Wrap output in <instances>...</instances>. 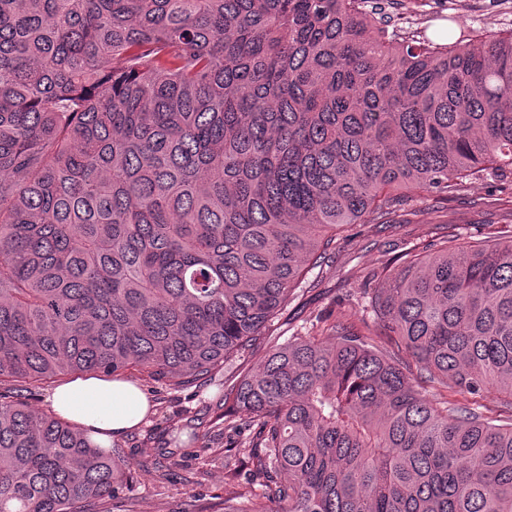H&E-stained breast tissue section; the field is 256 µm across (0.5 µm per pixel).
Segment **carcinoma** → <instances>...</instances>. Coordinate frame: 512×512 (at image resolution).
Segmentation results:
<instances>
[{"mask_svg": "<svg viewBox=\"0 0 512 512\" xmlns=\"http://www.w3.org/2000/svg\"><path fill=\"white\" fill-rule=\"evenodd\" d=\"M369 2L0 0V512H92L134 480L31 385L205 386L330 231L512 175V31L401 40ZM397 260L363 294L415 367L319 316L224 388V501L512 512V239ZM493 391L508 416L477 407Z\"/></svg>", "mask_w": 512, "mask_h": 512, "instance_id": "1", "label": "carcinoma"}]
</instances>
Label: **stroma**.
<instances>
[{
	"label": "stroma",
	"mask_w": 512,
	"mask_h": 512,
	"mask_svg": "<svg viewBox=\"0 0 512 512\" xmlns=\"http://www.w3.org/2000/svg\"><path fill=\"white\" fill-rule=\"evenodd\" d=\"M382 27L406 37L430 35L435 26L457 18L470 34H495L512 29V0H371ZM512 189V181L477 180L452 201L437 202L435 194L403 196L395 206L394 226L337 229L336 253L322 274H310L308 283L279 312L268 335L224 363L225 385L238 383L288 337L311 332L317 317L340 309L349 322L364 317L361 288L367 268L403 249L421 248L444 231L461 240H485L512 234V210L484 205V198ZM150 409L142 423L115 438L129 461L150 462L168 432L180 425L200 424L198 446L182 449L178 461H164L150 475H141L125 488L120 500L102 503L103 512H188L192 496H223L226 472L223 460L213 457L223 447L224 431L209 427L215 415L216 388L197 392L194 386L172 390L162 385L145 388Z\"/></svg>",
	"instance_id": "obj_1"
}]
</instances>
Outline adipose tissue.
Here are the masks:
<instances>
[{
	"mask_svg": "<svg viewBox=\"0 0 512 512\" xmlns=\"http://www.w3.org/2000/svg\"><path fill=\"white\" fill-rule=\"evenodd\" d=\"M51 400L61 416L93 429L92 439L101 445L137 427L148 409L146 396L132 383L98 377L65 382Z\"/></svg>",
	"mask_w": 512,
	"mask_h": 512,
	"instance_id": "adipose-tissue-1",
	"label": "adipose tissue"
}]
</instances>
